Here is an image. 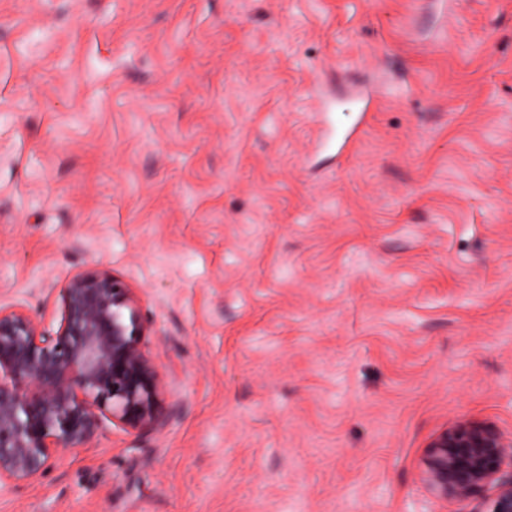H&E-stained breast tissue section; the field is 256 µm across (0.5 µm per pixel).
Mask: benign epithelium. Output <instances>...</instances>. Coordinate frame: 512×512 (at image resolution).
<instances>
[{
  "label": "benign epithelium",
  "instance_id": "benign-epithelium-1",
  "mask_svg": "<svg viewBox=\"0 0 512 512\" xmlns=\"http://www.w3.org/2000/svg\"><path fill=\"white\" fill-rule=\"evenodd\" d=\"M51 321L0 305V488L42 474L112 419L135 430L158 422L159 381L142 344L134 289L98 272L58 291ZM423 479L439 500L471 512H512V431L459 423L435 436Z\"/></svg>",
  "mask_w": 512,
  "mask_h": 512
}]
</instances>
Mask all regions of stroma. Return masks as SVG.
<instances>
[{
  "instance_id": "35a3bbf8",
  "label": "stroma",
  "mask_w": 512,
  "mask_h": 512,
  "mask_svg": "<svg viewBox=\"0 0 512 512\" xmlns=\"http://www.w3.org/2000/svg\"><path fill=\"white\" fill-rule=\"evenodd\" d=\"M86 272L159 421L0 512H469L420 462L512 431V0H0V304Z\"/></svg>"
}]
</instances>
